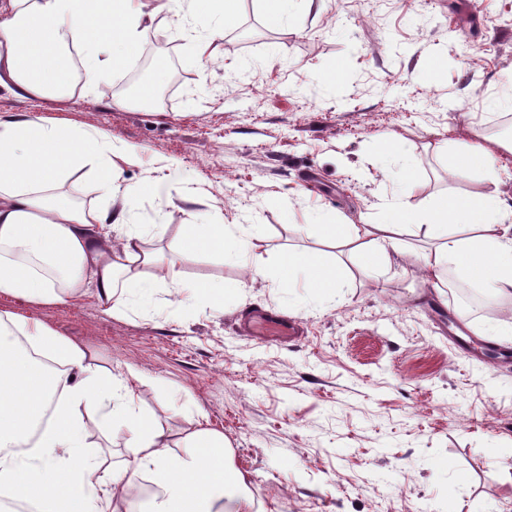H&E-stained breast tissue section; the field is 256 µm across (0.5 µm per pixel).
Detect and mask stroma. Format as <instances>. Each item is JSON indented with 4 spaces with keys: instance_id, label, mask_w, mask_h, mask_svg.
Returning <instances> with one entry per match:
<instances>
[{
    "instance_id": "1",
    "label": "stroma",
    "mask_w": 512,
    "mask_h": 512,
    "mask_svg": "<svg viewBox=\"0 0 512 512\" xmlns=\"http://www.w3.org/2000/svg\"><path fill=\"white\" fill-rule=\"evenodd\" d=\"M202 31L161 22L98 98L0 90V115L93 124L135 149L122 177L141 189L138 223L163 227L149 247L172 252L180 225L213 209L263 225L270 278L200 257L182 278L223 288L215 310L158 293L127 318L89 295L23 313L113 373L141 372V404L170 435L189 425L183 403L201 411L266 512H512V341L459 333L464 313L505 325L512 307L450 301L406 261L338 256L332 299L281 274L283 254L314 248L300 226L317 212L374 221L407 188L419 205L495 190L512 206V153L491 129L512 79V0H322L310 13L296 0L282 27L240 0L213 54L190 61ZM134 78L151 98L119 91ZM475 147L494 170L449 175V157ZM186 178L196 202L179 195ZM159 179L169 193H154ZM258 308L300 323L302 338L244 333L241 315Z\"/></svg>"
}]
</instances>
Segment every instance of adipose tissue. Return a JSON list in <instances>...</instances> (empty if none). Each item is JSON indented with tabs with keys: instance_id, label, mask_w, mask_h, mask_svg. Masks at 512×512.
<instances>
[{
	"instance_id": "ef3b65f1",
	"label": "adipose tissue",
	"mask_w": 512,
	"mask_h": 512,
	"mask_svg": "<svg viewBox=\"0 0 512 512\" xmlns=\"http://www.w3.org/2000/svg\"><path fill=\"white\" fill-rule=\"evenodd\" d=\"M239 0H0V88L23 98L58 99L75 84L96 93L130 59L162 14L189 8L205 33L192 47L204 60ZM134 150L110 145L93 125L74 128L35 115L0 119V296L51 305L93 295L108 315L144 308L150 293L181 300L223 289L186 286L182 261L229 257L252 277L267 275L270 242L258 224H228L218 211L180 227L168 254L146 246V225L132 207L138 187L122 179ZM92 178L102 198L85 206L63 191L71 178ZM337 253L381 265L410 257L422 280L449 269L512 302V210L496 193L412 205L401 196L383 220L302 225ZM420 245L404 251L406 236ZM282 272L314 275L321 292L340 277L317 250L289 253ZM91 352L47 323L0 310V498L36 512H260L250 475L239 469L222 433L193 418L172 438L137 407L142 374L102 373ZM122 437L131 465L90 452L89 430ZM154 486L140 499L136 476Z\"/></svg>"
}]
</instances>
